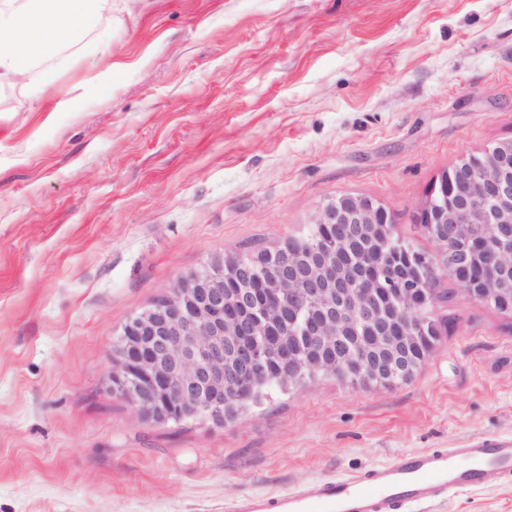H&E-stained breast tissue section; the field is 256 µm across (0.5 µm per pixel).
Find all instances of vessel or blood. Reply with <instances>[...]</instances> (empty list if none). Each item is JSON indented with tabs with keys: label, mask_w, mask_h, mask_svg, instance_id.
I'll return each mask as SVG.
<instances>
[{
	"label": "vessel or blood",
	"mask_w": 512,
	"mask_h": 512,
	"mask_svg": "<svg viewBox=\"0 0 512 512\" xmlns=\"http://www.w3.org/2000/svg\"><path fill=\"white\" fill-rule=\"evenodd\" d=\"M512 481V440L403 454L353 476L235 501L231 512H404L448 493Z\"/></svg>",
	"instance_id": "1"
}]
</instances>
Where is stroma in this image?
Wrapping results in <instances>:
<instances>
[{
    "instance_id": "1",
    "label": "stroma",
    "mask_w": 512,
    "mask_h": 512,
    "mask_svg": "<svg viewBox=\"0 0 512 512\" xmlns=\"http://www.w3.org/2000/svg\"><path fill=\"white\" fill-rule=\"evenodd\" d=\"M0 89V512H230L406 452L512 439V313L445 269L406 381L323 376L231 421L143 420L115 346L179 277L305 236L336 198L416 216L512 141V0H132ZM111 44L112 79L88 68ZM76 96V109L57 108ZM410 512H512V486Z\"/></svg>"
}]
</instances>
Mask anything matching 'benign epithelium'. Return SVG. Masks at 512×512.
<instances>
[{
  "mask_svg": "<svg viewBox=\"0 0 512 512\" xmlns=\"http://www.w3.org/2000/svg\"><path fill=\"white\" fill-rule=\"evenodd\" d=\"M440 182L443 195H430L420 214L437 245L435 258L449 261L468 298L511 313L512 142L454 163ZM317 223L327 236L308 249L306 265L289 242L277 275L257 278L251 259L235 257L180 278L168 296L126 324L115 389L157 423H222L235 416L242 391L267 377L273 357L304 376L382 387L406 380L434 343L408 324L434 301L418 268L408 265L404 287L394 289L405 304L383 308L375 289L347 287L346 278L367 282L371 274L348 273L333 251L336 241L387 239L394 220L376 201L348 195L325 206ZM475 224L484 231L475 232ZM357 325L365 338L356 355L337 361L336 350Z\"/></svg>",
  "mask_w": 512,
  "mask_h": 512,
  "instance_id": "1",
  "label": "benign epithelium"
}]
</instances>
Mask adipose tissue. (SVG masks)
I'll return each instance as SVG.
<instances>
[{
  "mask_svg": "<svg viewBox=\"0 0 512 512\" xmlns=\"http://www.w3.org/2000/svg\"><path fill=\"white\" fill-rule=\"evenodd\" d=\"M116 9L117 0H0V87L24 81Z\"/></svg>",
  "mask_w": 512,
  "mask_h": 512,
  "instance_id": "ef3b65f1",
  "label": "adipose tissue"
}]
</instances>
